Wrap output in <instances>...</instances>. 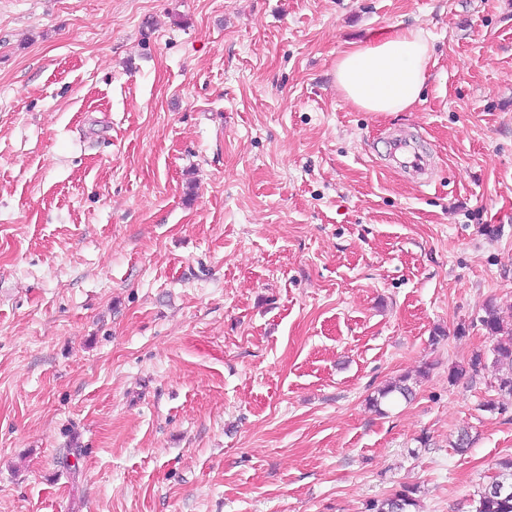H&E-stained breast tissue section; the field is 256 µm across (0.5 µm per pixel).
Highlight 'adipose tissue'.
<instances>
[{"mask_svg":"<svg viewBox=\"0 0 512 512\" xmlns=\"http://www.w3.org/2000/svg\"><path fill=\"white\" fill-rule=\"evenodd\" d=\"M430 60L431 44L423 29H396L344 49L336 59V88L361 110L404 112L419 101Z\"/></svg>","mask_w":512,"mask_h":512,"instance_id":"ef3b65f1","label":"adipose tissue"}]
</instances>
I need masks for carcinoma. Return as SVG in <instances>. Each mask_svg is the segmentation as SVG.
I'll return each instance as SVG.
<instances>
[{
    "label": "carcinoma",
    "instance_id": "cac0c4a2",
    "mask_svg": "<svg viewBox=\"0 0 512 512\" xmlns=\"http://www.w3.org/2000/svg\"><path fill=\"white\" fill-rule=\"evenodd\" d=\"M480 323L487 333L496 339L491 349L493 366L498 371L496 385L497 397L484 403L485 410L502 413L512 401V328L504 325L499 309L488 303ZM485 368L484 354L477 352L465 365L450 368L448 379L456 382L466 376L475 378ZM412 389L407 378L402 377L380 390L372 399L373 406L378 408L384 402L407 400ZM419 502L413 496V490L405 488L381 500L369 504V512H418ZM474 512H512V458H505L498 463L496 476L478 493Z\"/></svg>",
    "mask_w": 512,
    "mask_h": 512
}]
</instances>
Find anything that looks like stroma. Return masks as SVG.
<instances>
[{
    "mask_svg": "<svg viewBox=\"0 0 512 512\" xmlns=\"http://www.w3.org/2000/svg\"><path fill=\"white\" fill-rule=\"evenodd\" d=\"M409 26L420 101H345L338 53ZM491 300L512 0H0V512H470L512 457L494 367L448 379ZM387 150L388 156L410 171L416 177L418 184L429 183L430 158L415 142L402 136L392 137L388 140ZM411 395L412 389L407 384V378L401 377L400 379L388 384L384 389L380 390L378 396L376 398L374 397L371 400L373 402L374 407H379V411H383L381 409L382 403L395 402L400 399H404L407 401V399H410ZM413 491L408 488L396 491L391 496L370 502L367 510L369 512H419V502L413 496L415 494Z\"/></svg>",
    "mask_w": 512,
    "mask_h": 512,
    "instance_id": "35a3bbf8",
    "label": "stroma"
}]
</instances>
